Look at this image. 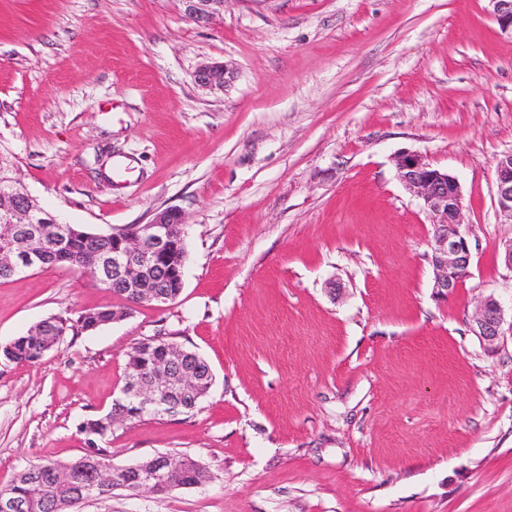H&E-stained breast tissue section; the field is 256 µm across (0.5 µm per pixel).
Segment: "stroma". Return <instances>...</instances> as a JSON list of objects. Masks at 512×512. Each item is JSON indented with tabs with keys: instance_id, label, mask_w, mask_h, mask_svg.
I'll return each mask as SVG.
<instances>
[{
	"instance_id": "obj_1",
	"label": "stroma",
	"mask_w": 512,
	"mask_h": 512,
	"mask_svg": "<svg viewBox=\"0 0 512 512\" xmlns=\"http://www.w3.org/2000/svg\"><path fill=\"white\" fill-rule=\"evenodd\" d=\"M225 62L221 91L197 68ZM422 154L463 189L470 275L436 296ZM512 152V35L488 0H0V166L62 222L99 233L188 218L172 302L130 304L78 269L0 282V347L52 316L119 319L41 362L0 355V487L87 453L135 344L209 362L194 415L117 425L110 464L160 453L198 487L113 491L78 512H512V223L494 205ZM502 308L488 350L472 315ZM186 17L198 26L212 24L224 9V0H180ZM234 69L224 63H207L195 74L196 83L206 89H224L234 80Z\"/></svg>"
}]
</instances>
